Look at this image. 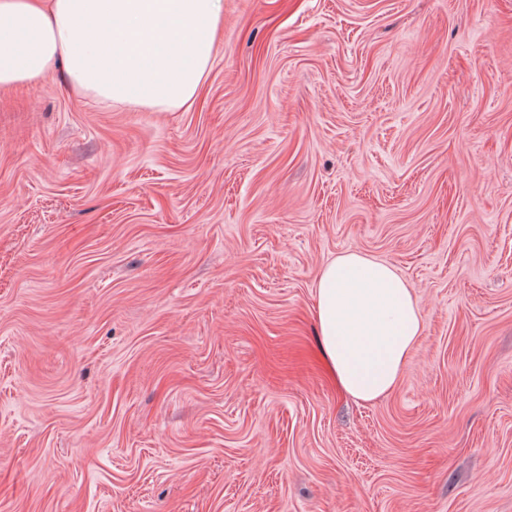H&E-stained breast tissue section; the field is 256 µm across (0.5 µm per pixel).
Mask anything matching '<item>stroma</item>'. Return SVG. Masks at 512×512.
Wrapping results in <instances>:
<instances>
[{
  "label": "stroma",
  "instance_id": "stroma-1",
  "mask_svg": "<svg viewBox=\"0 0 512 512\" xmlns=\"http://www.w3.org/2000/svg\"><path fill=\"white\" fill-rule=\"evenodd\" d=\"M348 250L425 321L370 403ZM0 512H512V0H224L175 112L0 90ZM313 315L332 383L362 402L395 388L425 329L413 289L396 268L359 251L322 268Z\"/></svg>",
  "mask_w": 512,
  "mask_h": 512
}]
</instances>
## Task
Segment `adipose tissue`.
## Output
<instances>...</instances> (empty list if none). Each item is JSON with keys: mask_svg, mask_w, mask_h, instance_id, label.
Masks as SVG:
<instances>
[{"mask_svg": "<svg viewBox=\"0 0 512 512\" xmlns=\"http://www.w3.org/2000/svg\"><path fill=\"white\" fill-rule=\"evenodd\" d=\"M223 19L224 0H0V89L60 64L86 98L150 112L187 108ZM313 315L333 384L362 402L395 388L425 329L396 268L359 251L322 268Z\"/></svg>", "mask_w": 512, "mask_h": 512, "instance_id": "adipose-tissue-1", "label": "adipose tissue"}]
</instances>
